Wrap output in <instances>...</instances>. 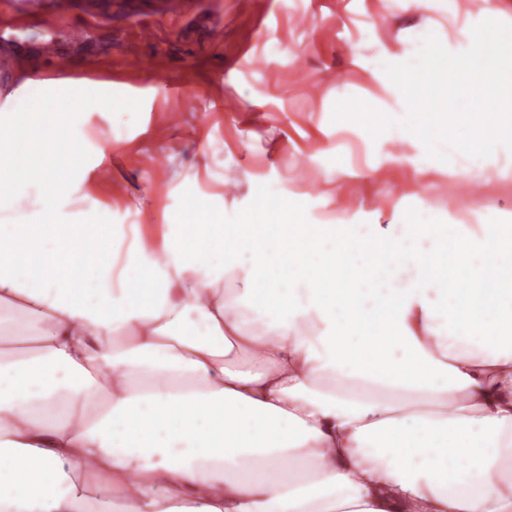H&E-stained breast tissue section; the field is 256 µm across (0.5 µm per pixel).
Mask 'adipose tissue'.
<instances>
[{"label":"adipose tissue","mask_w":512,"mask_h":512,"mask_svg":"<svg viewBox=\"0 0 512 512\" xmlns=\"http://www.w3.org/2000/svg\"><path fill=\"white\" fill-rule=\"evenodd\" d=\"M440 68L461 105L495 113L483 125L495 145L512 125V32L480 12L409 60H370L368 110L430 112ZM15 78L24 94L0 107V146L37 112L62 162L16 170L0 150V211L33 185L22 224L57 230L22 256L0 225V512H512V311L497 301L512 262L491 216L443 222L475 285L474 307L448 326L411 225L338 214L316 267L339 253L381 279L416 265L363 336L372 312L349 289L312 278L299 296L260 298L223 237L199 251L172 224L155 247L78 214L88 169L68 150L74 115L112 96L45 94L30 69ZM390 161L417 180L504 175L479 150L462 166L431 148ZM76 241L80 259L56 262Z\"/></svg>","instance_id":"adipose-tissue-1"}]
</instances>
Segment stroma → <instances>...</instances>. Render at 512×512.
<instances>
[{"label": "stroma", "instance_id": "stroma-1", "mask_svg": "<svg viewBox=\"0 0 512 512\" xmlns=\"http://www.w3.org/2000/svg\"><path fill=\"white\" fill-rule=\"evenodd\" d=\"M168 3L0 0V105L22 61L53 89L103 83L112 96L111 107L78 118L84 135L73 148L89 168L82 209L156 238L165 225L185 222L194 200L200 223L217 233L234 225L243 243L256 238L273 191L334 215L341 158L366 220L405 224L425 210L441 217L483 208L496 213L502 234L512 233V176L463 203L447 177L412 182L388 162L395 153L415 157L420 145L399 141L367 112L374 84L364 69L385 52L405 57L427 32L451 33L469 10L512 29V0H419L403 12L389 0H191L174 17ZM76 22L89 34L73 43L65 30ZM143 24L154 27V44L139 41ZM50 39L71 61V75L43 56ZM134 57L140 69H127Z\"/></svg>", "mask_w": 512, "mask_h": 512}]
</instances>
